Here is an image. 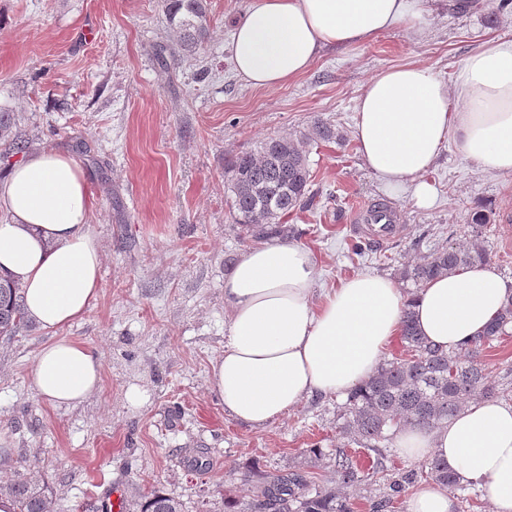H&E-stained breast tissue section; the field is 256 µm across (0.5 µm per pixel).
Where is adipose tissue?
I'll list each match as a JSON object with an SVG mask.
<instances>
[{
  "label": "adipose tissue",
  "mask_w": 512,
  "mask_h": 512,
  "mask_svg": "<svg viewBox=\"0 0 512 512\" xmlns=\"http://www.w3.org/2000/svg\"><path fill=\"white\" fill-rule=\"evenodd\" d=\"M427 0H251L232 40L237 74L278 87L305 73L328 47L348 48L398 27L420 29ZM354 137L390 191L411 188L427 208L424 175L447 143L485 173H512V38L487 42L452 81L414 63L379 72L357 99ZM92 197L78 164L43 148L0 176V272L19 285L27 317L53 339L37 351L34 391L77 405L102 383L100 359L60 336L98 293L103 262L89 227ZM316 262L274 237L242 254L224 280V353L210 384L225 413L265 427L315 394H343L366 380L398 335L405 310L442 349L476 336L512 295L491 264L439 276L407 297L388 277L357 274L315 297ZM399 452L437 456L461 482L483 487L490 512H512V404L471 401L442 428H404Z\"/></svg>",
  "instance_id": "1"
}]
</instances>
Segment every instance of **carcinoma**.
<instances>
[{
  "instance_id": "carcinoma-1",
  "label": "carcinoma",
  "mask_w": 512,
  "mask_h": 512,
  "mask_svg": "<svg viewBox=\"0 0 512 512\" xmlns=\"http://www.w3.org/2000/svg\"><path fill=\"white\" fill-rule=\"evenodd\" d=\"M168 25L179 34L177 53L193 55L209 38L207 0H165ZM9 139L20 152L24 141L16 131L11 112H0V139ZM230 215L245 234L264 238L284 232L281 218L309 207L311 175L304 138L270 137L254 151L227 161ZM490 260L478 243L452 244L437 249L422 260L404 266L399 276L415 289L429 280L475 263ZM26 323L21 288L0 286V336L12 337ZM512 332V297L482 334L459 348L444 351L433 347L419 331L413 312L406 310L400 342L406 356L383 361L372 376L352 388L336 404L339 435L375 453L363 467L347 449L335 448L334 476L348 487L385 477L381 449L401 428L438 429L456 417L474 399L508 397L512 388L489 380L482 357L493 341ZM428 478L443 487H458L456 473L440 458H427L420 471L409 470L389 483V493L372 504L384 512L410 485ZM252 486L246 502L233 501L228 512H353L349 498L316 486L301 470L287 474H255L245 480ZM15 505V512H49L50 497L44 481L18 462L13 479L0 484V495ZM140 512H184L175 498L153 491Z\"/></svg>"
}]
</instances>
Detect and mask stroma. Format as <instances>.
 <instances>
[{
    "mask_svg": "<svg viewBox=\"0 0 512 512\" xmlns=\"http://www.w3.org/2000/svg\"><path fill=\"white\" fill-rule=\"evenodd\" d=\"M207 2L208 42L195 57L163 61L160 47L176 48L178 35L162 0H0V111L14 114L29 149L80 163L103 252L98 296L62 330L99 356L98 392L75 407L50 404L30 381L50 332L30 322L0 338V431L12 442L0 481L26 460L49 486L52 512H108L116 490L129 504L160 490L184 512H222L225 499L249 495L243 474L298 466L335 488L336 396L312 395L254 428L225 414L209 386L224 353V278L257 244L232 222L224 164L264 139L307 140L314 205L283 223L313 252L317 287L358 273L398 279L451 241H479L512 278L501 219L512 212V173H483L447 146L427 174L436 202L420 209L384 190L354 139L356 100L373 76L417 63L452 79L487 41L512 37V11L497 0L466 11L442 0L424 32L400 27L326 49L288 84L259 88L230 63L251 0ZM319 122L338 139L315 137ZM372 199L398 206L404 231L358 252L351 210ZM478 211L491 221L476 228ZM134 386L143 404L127 401ZM311 448L324 457L311 462Z\"/></svg>",
    "mask_w": 512,
    "mask_h": 512,
    "instance_id": "obj_1",
    "label": "stroma"
}]
</instances>
